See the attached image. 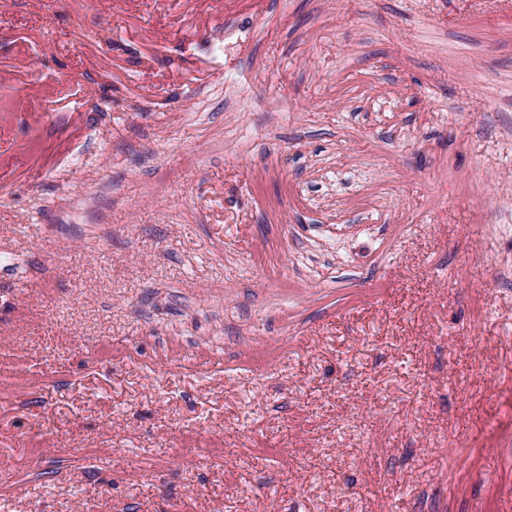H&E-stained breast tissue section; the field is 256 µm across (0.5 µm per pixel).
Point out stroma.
Here are the masks:
<instances>
[{
  "label": "stroma",
  "mask_w": 512,
  "mask_h": 512,
  "mask_svg": "<svg viewBox=\"0 0 512 512\" xmlns=\"http://www.w3.org/2000/svg\"><path fill=\"white\" fill-rule=\"evenodd\" d=\"M0 512H512V0H0Z\"/></svg>",
  "instance_id": "stroma-1"
}]
</instances>
